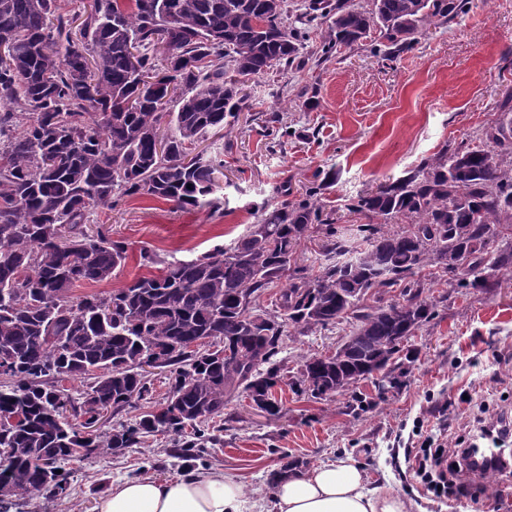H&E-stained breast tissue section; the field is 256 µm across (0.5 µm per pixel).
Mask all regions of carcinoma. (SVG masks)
Wrapping results in <instances>:
<instances>
[{
	"mask_svg": "<svg viewBox=\"0 0 512 512\" xmlns=\"http://www.w3.org/2000/svg\"><path fill=\"white\" fill-rule=\"evenodd\" d=\"M469 0H306L291 24L288 0H91L80 16L57 0H0V477L7 498L67 494L61 463L86 448L119 453L147 435L184 436L180 456L239 391L272 417L283 381L286 329L298 333L353 323L336 351L306 358L293 381L323 398L385 370L400 345L435 314L426 282L492 288L486 270L512 266V94L484 128L480 145L443 150L404 179L350 204L377 220L336 235L312 198L267 205L232 246L173 259L109 294L75 298L79 281L102 282L127 247L89 215L135 194L179 209L212 204L224 160L192 147L236 117L248 99L242 78L305 64L317 20L328 40L318 62L374 36L391 61L412 49L424 26L448 22ZM167 132L161 133L162 124ZM407 220L399 230L386 226ZM325 224L330 261L319 273L297 265L313 224ZM504 241L495 257L492 245ZM469 269L460 270L462 260ZM285 279L277 310L256 299ZM395 292L397 298L386 295ZM197 340L224 356L186 350ZM165 351L170 390L133 424L95 429L150 395L142 363ZM88 379L79 406L59 385Z\"/></svg>",
	"mask_w": 512,
	"mask_h": 512,
	"instance_id": "obj_1",
	"label": "carcinoma"
}]
</instances>
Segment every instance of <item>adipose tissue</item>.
<instances>
[{
    "instance_id": "obj_1",
    "label": "adipose tissue",
    "mask_w": 512,
    "mask_h": 512,
    "mask_svg": "<svg viewBox=\"0 0 512 512\" xmlns=\"http://www.w3.org/2000/svg\"><path fill=\"white\" fill-rule=\"evenodd\" d=\"M93 512H426L398 492L370 485L361 464L336 462L277 473L271 500L248 497L232 476L191 472L175 478L125 479Z\"/></svg>"
}]
</instances>
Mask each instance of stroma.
Returning <instances> with one entry per match:
<instances>
[{
    "label": "stroma",
    "instance_id": "35a3bbf8",
    "mask_svg": "<svg viewBox=\"0 0 512 512\" xmlns=\"http://www.w3.org/2000/svg\"><path fill=\"white\" fill-rule=\"evenodd\" d=\"M512 89V0H470L445 24L434 23L396 59L374 56L369 41L320 63L281 68L248 82L246 108L224 129L209 132L197 151L221 155L224 174L211 204L176 209L147 195L98 209L88 231L108 230L128 258L111 279L79 282L73 296L107 294L160 274L164 262L192 259L215 244H231L258 220L261 206L299 200L307 187L336 228L365 223L348 205L379 184L414 172L442 148L475 146L480 130L499 117L496 103ZM157 262L144 266L141 252ZM492 288L427 285L436 315L404 341L398 389L379 394V376L316 399L276 387L282 407L270 417L246 396L224 408L217 441L190 470L235 476L251 497L271 498L272 477L284 464L308 468L354 455L371 483L392 486L431 512H512V475L472 482L468 494L435 495L407 462L463 410L464 397L512 406V270L495 271ZM352 329L342 322L284 337L277 356L287 376L303 360L335 351ZM368 403L357 412L358 402ZM71 494L13 500L7 512H92L119 480L185 474L170 438L149 436L119 454L93 453L64 465Z\"/></svg>",
    "mask_w": 512,
    "mask_h": 512
}]
</instances>
